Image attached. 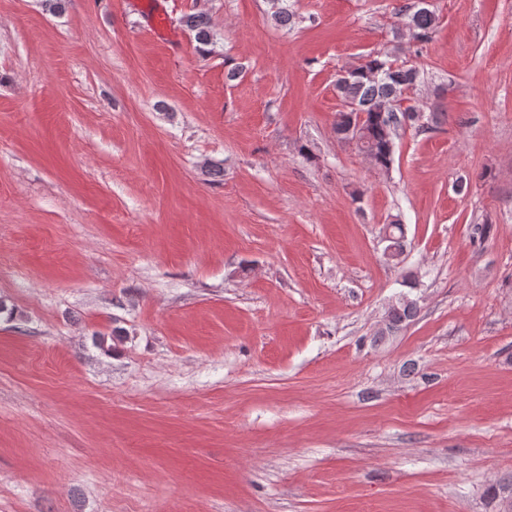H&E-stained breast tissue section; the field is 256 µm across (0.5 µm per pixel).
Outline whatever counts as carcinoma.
I'll return each mask as SVG.
<instances>
[{"mask_svg": "<svg viewBox=\"0 0 512 512\" xmlns=\"http://www.w3.org/2000/svg\"><path fill=\"white\" fill-rule=\"evenodd\" d=\"M181 23L194 33V38L202 46L214 44L216 33L211 18L204 12L189 13L181 18ZM437 24L435 15L427 8H420L407 15L406 25L410 36L417 42L430 38ZM420 71L413 64L396 55L371 56L347 76L336 81V92L343 102L355 105V109L339 112L336 117V135L340 140L348 139L353 122L362 120L367 134L358 150L368 154L374 166L381 170L390 168L395 153L396 130L403 128V119L411 106L401 104L402 93L412 88L418 81ZM404 224L395 220L386 225L385 255L394 261L404 253ZM418 311L417 299L411 293L402 292L387 307L374 342L401 331ZM489 492L496 503L506 498L512 499V477L491 486Z\"/></svg>", "mask_w": 512, "mask_h": 512, "instance_id": "obj_1", "label": "carcinoma"}]
</instances>
